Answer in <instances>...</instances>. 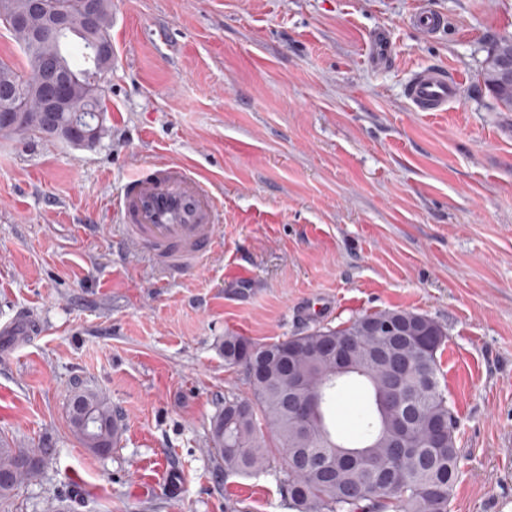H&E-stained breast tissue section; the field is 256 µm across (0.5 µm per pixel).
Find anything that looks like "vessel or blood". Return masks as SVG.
<instances>
[{
  "mask_svg": "<svg viewBox=\"0 0 512 512\" xmlns=\"http://www.w3.org/2000/svg\"><path fill=\"white\" fill-rule=\"evenodd\" d=\"M410 23L424 38L431 39L443 28L444 17L421 0ZM367 48L372 63L386 62L391 53L388 33L371 35ZM460 94V82L439 66L415 70L406 88L407 101L416 112L447 111ZM109 205L120 219L117 249L147 253L161 272L201 270L219 246L223 222L220 202L184 163L156 160L142 165Z\"/></svg>",
  "mask_w": 512,
  "mask_h": 512,
  "instance_id": "obj_1",
  "label": "vessel or blood"
}]
</instances>
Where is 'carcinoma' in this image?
<instances>
[{
    "mask_svg": "<svg viewBox=\"0 0 512 512\" xmlns=\"http://www.w3.org/2000/svg\"><path fill=\"white\" fill-rule=\"evenodd\" d=\"M44 13H62L70 27L60 35L45 28L19 26L0 15V23L14 36L25 56L20 68L0 61V89L15 87L13 97L0 96V133L67 139L89 147L105 134L102 121L92 125L93 135L82 140L72 112H40L38 102L45 84L41 62H54L73 77L69 90L72 108L84 110L81 120L95 119L91 110L103 100L106 75L112 61L96 58L90 38L112 44L111 0H97L88 12L87 0H45ZM484 85L498 105L512 110V95L495 90V77L482 70ZM425 319L431 328L401 344L374 334L370 327ZM448 336L437 321L421 313L383 310L354 317L337 326H322L273 343L257 345L242 336L224 337V361L250 372L251 352L264 354L263 375L248 378L256 403L247 413L222 410L213 420L210 444L223 464L224 474L247 475L271 469V452L261 439L258 419L287 451L295 449L317 462L306 469L276 473L279 490L296 512H448L459 478L457 420L441 385L438 352ZM343 344L347 362L354 368L348 375L366 387L353 417L356 446L336 441L330 418L345 380H336V357L328 346ZM403 364L397 397L388 399L396 364ZM300 378L308 387L297 398L324 393L313 415L314 435L309 436L288 409V389ZM412 408L407 422L412 450L395 447L403 433L400 406ZM72 433L97 455L112 452L118 436L112 404L92 389H77L67 401ZM343 449L357 454L355 465L336 469V481L327 482L320 463ZM49 446L20 448L0 439V508L13 503L18 488L35 478L50 460Z\"/></svg>",
    "mask_w": 512,
    "mask_h": 512,
    "instance_id": "cac0c4a2",
    "label": "carcinoma"
}]
</instances>
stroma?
I'll use <instances>...</instances> for the list:
<instances>
[{"label": "stroma", "instance_id": "1", "mask_svg": "<svg viewBox=\"0 0 512 512\" xmlns=\"http://www.w3.org/2000/svg\"><path fill=\"white\" fill-rule=\"evenodd\" d=\"M112 0L117 62L103 138L0 134V438L53 458L11 512H294L273 472L224 476L209 451L225 395L249 396L224 339L273 343L381 310L448 331L458 419L450 512H512V111L480 76L512 36V0ZM386 30L393 56L366 57ZM463 86L412 111L414 70ZM189 163L223 205L222 243L194 274L112 259L103 206L144 162ZM323 299L316 317L308 304ZM79 385L112 404L111 454L73 436ZM422 0L410 17L411 25L427 39L434 38L444 27V17Z\"/></svg>", "mask_w": 512, "mask_h": 512}]
</instances>
